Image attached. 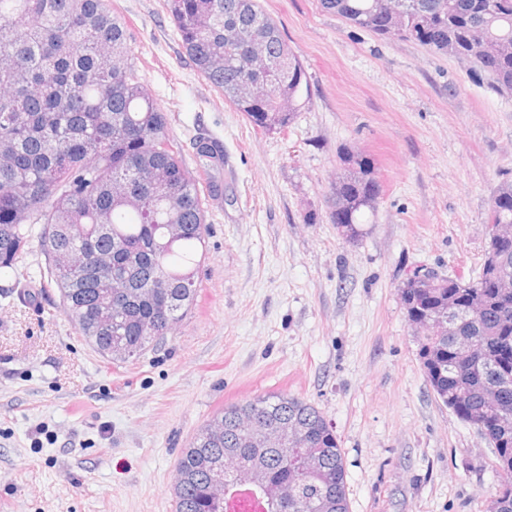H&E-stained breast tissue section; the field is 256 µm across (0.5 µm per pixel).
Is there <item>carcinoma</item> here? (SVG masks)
Masks as SVG:
<instances>
[{"mask_svg":"<svg viewBox=\"0 0 512 512\" xmlns=\"http://www.w3.org/2000/svg\"><path fill=\"white\" fill-rule=\"evenodd\" d=\"M379 0H319L350 25L386 35ZM403 38L441 54L454 42L462 56L491 39L512 40V0H396ZM184 49L203 75L253 126L282 132L311 101L309 77L278 24L258 0H166ZM269 65L246 66L251 42ZM495 87L512 93V56L478 60ZM252 79L258 94L238 96ZM207 165L221 162L217 144L196 143ZM338 194L347 204L339 232L360 235L380 185L359 154L343 156ZM341 201V202H343ZM331 219L341 202L327 198ZM179 224L171 236L167 225ZM512 224V181L492 197L487 225ZM207 235L204 198L183 164L162 112L136 75L126 29L109 0H0V270L41 293L54 288L64 312L101 356L142 355L170 335L193 308L195 270ZM45 265L36 276L18 269L32 241ZM483 261L478 276L420 280L404 287L433 318H448V291L476 294L481 312L457 316L456 335L420 339L429 385L448 404V379L467 395L468 415L497 418L485 393L500 389L512 405V295L493 287L512 277V250ZM112 291V305L101 294ZM291 426L299 435L292 459L256 447L237 433L251 426ZM512 449V418L494 454ZM507 477L488 512H512V453ZM349 512L346 472L336 434L313 405L291 395L258 396L231 405L194 437L177 462L176 512Z\"/></svg>","mask_w":512,"mask_h":512,"instance_id":"1","label":"carcinoma"}]
</instances>
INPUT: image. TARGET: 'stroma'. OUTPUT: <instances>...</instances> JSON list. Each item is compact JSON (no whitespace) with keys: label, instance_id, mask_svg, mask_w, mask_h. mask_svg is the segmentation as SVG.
<instances>
[{"label":"stroma","instance_id":"stroma-1","mask_svg":"<svg viewBox=\"0 0 512 512\" xmlns=\"http://www.w3.org/2000/svg\"><path fill=\"white\" fill-rule=\"evenodd\" d=\"M312 82L282 132L237 112L189 60L164 0H111L188 170L214 185L197 301L125 361L78 335L57 292L0 273V512H175L183 448L225 405L289 394L322 412L350 512H487L494 450L438 401L400 299L424 266L475 277L512 179V94L471 64L386 38L318 0H260ZM224 164L202 170L193 141ZM381 184L345 240L326 194L342 155Z\"/></svg>","mask_w":512,"mask_h":512}]
</instances>
